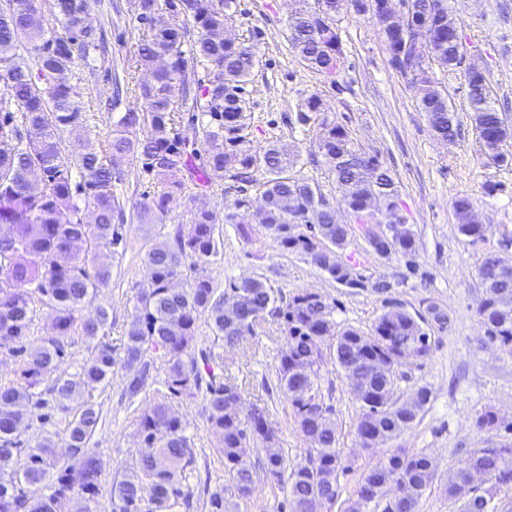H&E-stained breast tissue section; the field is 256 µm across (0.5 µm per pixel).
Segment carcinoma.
I'll return each instance as SVG.
<instances>
[{
    "label": "carcinoma",
    "instance_id": "1",
    "mask_svg": "<svg viewBox=\"0 0 512 512\" xmlns=\"http://www.w3.org/2000/svg\"><path fill=\"white\" fill-rule=\"evenodd\" d=\"M406 39L422 45L416 64L405 69L394 59L389 65L411 76L419 108L438 137L455 139L461 128L439 88L433 69L458 68L466 55V41L458 20L450 13L428 22L433 35L417 28L424 21L428 0H406ZM333 10L319 6L302 8L289 24L291 49L310 69L331 79L344 63L343 44L336 17L343 10L359 15L369 12L367 0H332ZM39 0H9L0 9V350L22 357V381L0 385V497L14 501V512H56L57 500L68 493L98 494L102 465L86 444L98 423L90 393L121 364L128 375L124 394L132 400L148 385L157 383L154 356L163 357L165 392L139 415L141 447L135 459L112 484V512H171L190 505L187 469L194 452L181 421L166 399L202 394L206 423L224 454V465L233 472L238 497L250 495L263 477L286 489L290 512H318L322 502L334 504L339 496L342 466L337 444L336 410L321 392L319 372L331 359L350 385L361 392L362 413L357 424L358 441L385 444L416 422L431 398L426 386L407 393L399 390L404 378L399 368L403 357L422 359L431 351L432 325L444 328L447 315L434 303L425 313L411 314L392 305L391 294L403 281H367L357 274L351 260L343 257L349 227L336 218V204L320 185L296 177L297 147L274 140L259 149L248 138L249 115L242 97L243 85L259 63L260 32L245 42L224 41V29L233 23L237 0H134L136 21L143 37L137 44V62L151 79L139 85L140 108L124 113L104 144L81 141L76 154L65 152L61 132H80L84 109L74 88L55 81L52 73L67 72L81 61L92 67L109 54L105 33L88 22L92 0H48L50 15L61 24L48 25ZM190 21L199 38L183 50ZM213 73L209 84L193 87L189 68ZM467 86L482 88L485 96H469L472 122L488 163H512V122L498 112L483 69L465 71ZM194 111L192 121L202 130L206 153L198 160L188 150L178 129V114ZM297 121L318 128V153L331 164L330 173L344 189L341 205L360 220L372 200L381 205L379 222L393 226L387 258H401L411 266L418 253L415 233L399 205V186L376 155H368L354 142L344 126L321 110L318 96L301 105ZM29 130L23 139L18 123ZM146 125L145 139L131 130ZM138 162L168 185V190L140 206L143 218L165 212L179 172L203 184L229 177L240 183L253 181V172L264 174L260 207L262 226L284 252L300 254L339 285L349 282L382 297L384 311L372 334L351 327L335 330L336 303L320 294L303 292L283 300L256 277L228 280L224 291L214 288L209 266L224 242L216 232V217L204 207L194 214L193 224L177 231L174 240L159 241L146 253L150 286L137 297L126 330L123 357L118 360L112 344L98 341L108 311H88L86 301L109 286L111 270L91 267L89 253L100 247L124 246L115 220L122 217L119 200L112 194V178L122 162ZM85 178L77 192L92 208L94 223L78 218L80 203L71 187L72 170ZM459 232L483 240L491 227L475 220L474 205L466 197L453 203ZM483 298L478 315L484 330L482 345H499L512 351V271H503L488 255L477 273ZM236 295L245 313L235 321L224 316V297ZM56 313L55 334L31 343L38 307ZM283 323L284 344L279 351L278 382L290 402L308 448L304 462L292 464L281 448L271 425L270 409L258 406L241 416L233 406L243 402L231 377L214 373L217 362L211 349L199 345V321H204L224 346L233 348L245 336L263 331L265 316ZM95 341L80 373L58 372L59 359L72 334ZM335 337L324 351L325 337ZM380 360L386 373L379 377L371 361ZM52 378L49 392L54 409L72 416L69 420V456L56 457L46 438L35 446H23L21 429L36 418L47 402L34 399V389ZM479 428L504 427L491 411L476 421ZM264 457L256 471L249 457ZM481 469L486 487L471 484L469 467ZM437 479L433 461L425 455L395 448L360 475L355 498L344 512H363L373 503L382 512H418V504ZM50 482L52 493H41ZM150 490L151 508L143 510L144 488ZM512 488V444L477 448L448 475L445 493L459 505V512H512V500L495 501L503 489ZM211 512H237L224 492L209 495Z\"/></svg>",
    "mask_w": 512,
    "mask_h": 512
}]
</instances>
